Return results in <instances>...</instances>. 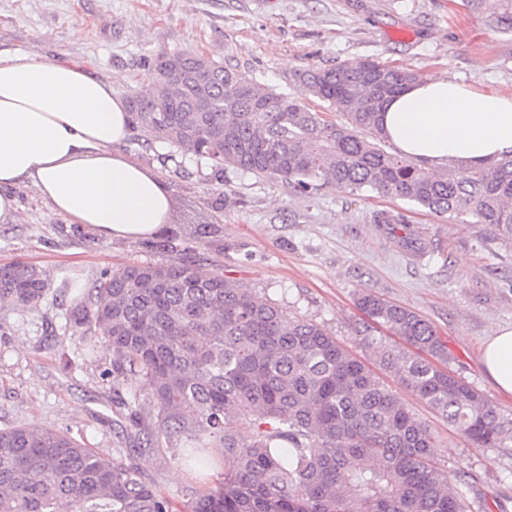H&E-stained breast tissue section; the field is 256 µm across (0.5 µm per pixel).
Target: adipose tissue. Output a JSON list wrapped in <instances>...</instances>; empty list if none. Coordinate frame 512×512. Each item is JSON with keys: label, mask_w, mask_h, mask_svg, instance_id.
Segmentation results:
<instances>
[{"label": "adipose tissue", "mask_w": 512, "mask_h": 512, "mask_svg": "<svg viewBox=\"0 0 512 512\" xmlns=\"http://www.w3.org/2000/svg\"><path fill=\"white\" fill-rule=\"evenodd\" d=\"M382 123L405 157L434 167H470L512 153V97L451 79L411 85ZM130 114L110 84L58 58L0 50V222L18 219L15 187H31L53 213L103 240L146 239L167 222L158 175L121 152ZM483 366L512 394V326L489 336Z\"/></svg>", "instance_id": "1"}]
</instances>
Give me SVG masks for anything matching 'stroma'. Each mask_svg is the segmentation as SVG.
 Returning <instances> with one entry per match:
<instances>
[{
  "instance_id": "35a3bbf8",
  "label": "stroma",
  "mask_w": 512,
  "mask_h": 512,
  "mask_svg": "<svg viewBox=\"0 0 512 512\" xmlns=\"http://www.w3.org/2000/svg\"><path fill=\"white\" fill-rule=\"evenodd\" d=\"M0 50L65 57L122 98L139 88L151 57L175 51L235 67L318 112L327 103L305 94L295 72L366 58L422 81L451 76L512 97V34L488 27L462 0H0ZM144 139L131 131L122 151L169 192L165 231L218 224L224 242L207 255L225 276L320 324L365 361L359 295L409 307L447 341L449 371L512 413V395L495 390L481 361L485 338L512 325V242L489 225L456 223L368 191L331 186L298 197L278 179L241 171L219 179L208 164L170 160L169 144L145 149ZM15 194L20 219L0 223V265L36 266L49 288L33 307L0 308V429L31 423L70 433L139 467L175 512H186L218 484L221 469H190L176 441L138 435L127 400L137 393L142 414H153L146 381L112 379L106 345L89 355L79 336L64 332L72 295L102 271L182 262L184 241L166 251L151 238L104 241L54 214L32 188ZM383 210L405 214L406 223H375ZM399 395L436 432L440 465L473 481L480 512H512V447L471 444L417 396Z\"/></svg>"
}]
</instances>
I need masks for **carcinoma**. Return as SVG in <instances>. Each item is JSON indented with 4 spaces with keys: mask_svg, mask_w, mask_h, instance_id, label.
<instances>
[{
    "mask_svg": "<svg viewBox=\"0 0 512 512\" xmlns=\"http://www.w3.org/2000/svg\"><path fill=\"white\" fill-rule=\"evenodd\" d=\"M512 34V0H466ZM131 93V124L181 161L273 177L304 194L336 186L406 200L436 215L477 218L512 240V154L440 172L387 151L384 104L416 76L374 59L310 67L297 79L332 120L241 71L205 60L195 77ZM211 110L194 111L201 88ZM178 265L106 270L73 299L70 323L112 348V370L147 379L156 433L224 481L191 512H472V490L437 462L436 436L384 380L323 327L207 267L195 247ZM49 286L24 262L0 271V304L36 305ZM379 368L471 443L512 447V414L444 369L448 344L408 307L373 293L356 302ZM0 512H172L138 468L99 456L58 430H0Z\"/></svg>",
    "mask_w": 512,
    "mask_h": 512,
    "instance_id": "cac0c4a2",
    "label": "carcinoma"
}]
</instances>
